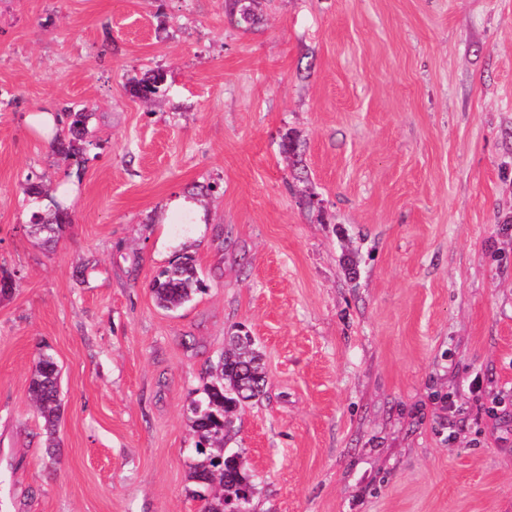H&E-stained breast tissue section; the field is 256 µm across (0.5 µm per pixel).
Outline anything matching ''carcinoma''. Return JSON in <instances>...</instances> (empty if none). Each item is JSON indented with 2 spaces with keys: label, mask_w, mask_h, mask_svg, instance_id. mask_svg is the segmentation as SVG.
<instances>
[{
  "label": "carcinoma",
  "mask_w": 512,
  "mask_h": 512,
  "mask_svg": "<svg viewBox=\"0 0 512 512\" xmlns=\"http://www.w3.org/2000/svg\"><path fill=\"white\" fill-rule=\"evenodd\" d=\"M255 2L231 0V20L239 27H250L257 20ZM166 79L162 70H153L141 78L133 77L128 82L129 92L148 103L159 94ZM93 118L94 113L85 108L65 109L52 141V148L79 168L86 162L88 147L94 145L90 129ZM69 223L68 209L54 201L47 209L32 211L28 227L30 233L52 240L59 237ZM198 286L197 269L186 257L154 279L151 292L158 306L171 310L189 302ZM233 342L234 347L210 367L203 396L190 407L192 427L200 442L209 444L207 448L197 447L199 459L191 474L196 483L203 477L207 479L203 488L208 494L198 495L204 501L202 512H224V497H251L255 493V484L238 457L224 453V437L232 432L237 409L263 393L264 376L259 354L251 349L249 337L235 336ZM29 393L38 406L46 430L53 431L60 412L59 369L54 361L39 358L30 378Z\"/></svg>",
  "instance_id": "carcinoma-1"
}]
</instances>
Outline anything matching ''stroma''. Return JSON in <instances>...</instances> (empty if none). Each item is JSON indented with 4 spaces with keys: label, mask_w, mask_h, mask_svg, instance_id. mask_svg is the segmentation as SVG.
I'll use <instances>...</instances> for the list:
<instances>
[{
    "label": "stroma",
    "mask_w": 512,
    "mask_h": 512,
    "mask_svg": "<svg viewBox=\"0 0 512 512\" xmlns=\"http://www.w3.org/2000/svg\"><path fill=\"white\" fill-rule=\"evenodd\" d=\"M255 11L0 0L1 512H200L189 407L244 333L264 393L226 446L251 512H512V0ZM157 69L143 105L127 83ZM66 107L95 114L78 171L28 122ZM29 175L79 187L55 243ZM163 237L201 278L175 311ZM231 1V20L242 28H248L258 19L254 10V3L256 0H249L242 3L244 0H229ZM236 20V21H235ZM42 355L30 378L29 393L38 406L47 431L52 433L60 412L59 369L56 363Z\"/></svg>",
    "instance_id": "1"
}]
</instances>
